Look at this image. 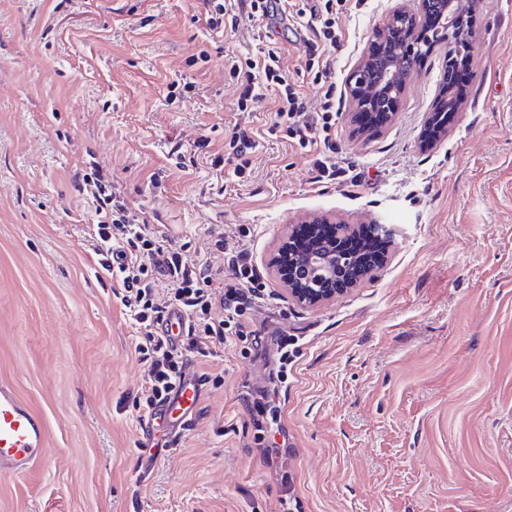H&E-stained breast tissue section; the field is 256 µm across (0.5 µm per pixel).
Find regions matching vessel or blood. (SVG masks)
I'll use <instances>...</instances> for the list:
<instances>
[{"label":"vessel or blood","instance_id":"b4317fda","mask_svg":"<svg viewBox=\"0 0 512 512\" xmlns=\"http://www.w3.org/2000/svg\"><path fill=\"white\" fill-rule=\"evenodd\" d=\"M201 398L198 384L185 387L161 412L173 420L191 422ZM46 424L8 387L0 385V476L23 477L43 459Z\"/></svg>","mask_w":512,"mask_h":512}]
</instances>
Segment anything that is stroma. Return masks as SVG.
I'll return each mask as SVG.
<instances>
[{
  "label": "stroma",
  "instance_id": "1",
  "mask_svg": "<svg viewBox=\"0 0 512 512\" xmlns=\"http://www.w3.org/2000/svg\"><path fill=\"white\" fill-rule=\"evenodd\" d=\"M461 2L472 78L438 141L424 133L447 83L439 43L388 121L353 120L347 80L376 27L417 7L359 0L331 51L347 176L316 181L308 152L271 132L268 89L240 185L194 144L223 154L236 122L228 53L278 48L317 109L294 18L267 20L260 41L243 13L207 31L200 0H0V382L49 429L34 471L0 478V512H512V0ZM175 81L196 88L168 101ZM93 168L171 247L203 261L220 235L248 250L266 288L247 327L270 351L288 342L283 375L238 346L190 359L187 375L211 376L199 413L146 476L137 329L97 273L94 206L74 187ZM323 215L398 235L384 266L303 308L271 260L290 225ZM249 389L269 395L261 443Z\"/></svg>",
  "mask_w": 512,
  "mask_h": 512
}]
</instances>
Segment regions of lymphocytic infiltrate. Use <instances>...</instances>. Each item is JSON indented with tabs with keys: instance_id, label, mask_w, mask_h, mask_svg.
I'll return each instance as SVG.
<instances>
[{
	"instance_id": "f902f5d3",
	"label": "lymphocytic infiltrate",
	"mask_w": 512,
	"mask_h": 512,
	"mask_svg": "<svg viewBox=\"0 0 512 512\" xmlns=\"http://www.w3.org/2000/svg\"><path fill=\"white\" fill-rule=\"evenodd\" d=\"M347 2L311 0L309 8L297 12L304 29L303 53L320 84L316 111H309L281 66L277 48L267 49L257 59L225 56L224 67L239 90L237 110L241 117L225 144L228 155L236 160L234 168L225 170V157L218 156L211 162L214 169L226 171L234 182H245L250 156L257 147L245 116L263 90L273 88L278 92L273 130L285 132L301 149L311 152L319 179L332 180L341 174L333 142L337 109L330 52L339 39L336 16L346 10ZM79 189L91 195L95 204L92 231L98 264L117 284L133 323L146 330L135 345L139 361L147 368L146 386L142 398L135 401L136 407L152 411L168 401L183 381L186 356L201 352L203 343L216 348L227 343L246 344L254 359L267 361L266 351L246 326L249 310L262 299L261 276L247 251L225 253L223 237H216L213 250L222 255L223 267L214 269L210 262L190 257L185 249L168 246L155 225L130 215L120 193L100 171L84 173ZM163 280L174 286L166 302L159 300L157 292ZM217 281L222 284L218 295L212 292ZM172 308L186 316V338L178 348L156 332Z\"/></svg>"
}]
</instances>
